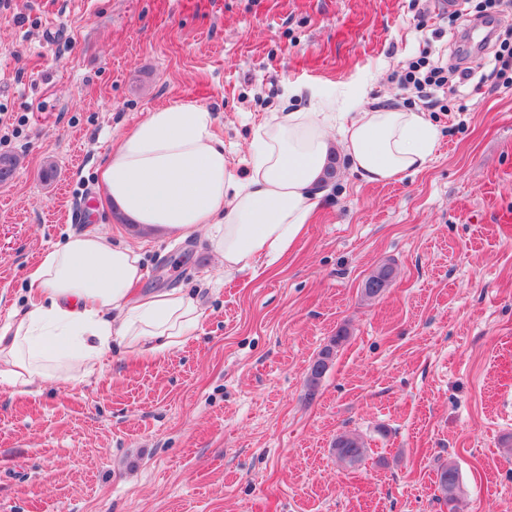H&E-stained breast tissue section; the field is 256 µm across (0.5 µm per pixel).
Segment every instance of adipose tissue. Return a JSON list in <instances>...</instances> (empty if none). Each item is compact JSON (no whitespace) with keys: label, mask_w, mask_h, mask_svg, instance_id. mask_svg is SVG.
I'll list each match as a JSON object with an SVG mask.
<instances>
[{"label":"adipose tissue","mask_w":512,"mask_h":512,"mask_svg":"<svg viewBox=\"0 0 512 512\" xmlns=\"http://www.w3.org/2000/svg\"><path fill=\"white\" fill-rule=\"evenodd\" d=\"M210 110L173 102L125 134L100 172L111 205L157 241L210 231L225 271L273 262L305 233L329 193L341 151L363 181L387 183L426 167L438 139L406 106L336 109L332 97L273 113L255 132L246 170L224 155ZM337 127V138L328 130ZM143 256L107 233L68 234L27 274L31 297L0 326V382L26 392L51 380L80 383L113 348L156 357L183 346L205 317L185 288L141 292Z\"/></svg>","instance_id":"1"}]
</instances>
